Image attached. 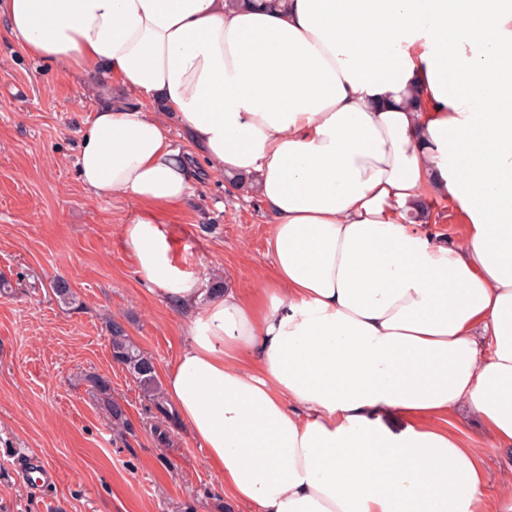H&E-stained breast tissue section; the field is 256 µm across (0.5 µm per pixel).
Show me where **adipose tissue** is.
<instances>
[{
	"label": "adipose tissue",
	"instance_id": "adipose-tissue-1",
	"mask_svg": "<svg viewBox=\"0 0 512 512\" xmlns=\"http://www.w3.org/2000/svg\"><path fill=\"white\" fill-rule=\"evenodd\" d=\"M34 58L103 74L78 173L137 204L139 279L188 312L168 405L250 512H512L450 418L512 447V0H0ZM168 113L169 122L154 116ZM212 166L254 179L271 277L183 268L164 224ZM464 226L435 241L424 201Z\"/></svg>",
	"mask_w": 512,
	"mask_h": 512
}]
</instances>
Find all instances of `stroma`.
Instances as JSON below:
<instances>
[{"instance_id":"stroma-1","label":"stroma","mask_w":512,"mask_h":512,"mask_svg":"<svg viewBox=\"0 0 512 512\" xmlns=\"http://www.w3.org/2000/svg\"><path fill=\"white\" fill-rule=\"evenodd\" d=\"M111 96L138 102L105 76L29 57L0 26V512H228L204 450L178 421L156 433L153 404L112 359L106 326L115 320L164 372L188 319L135 273L121 234L133 204L99 198L78 179V130ZM189 151L198 180L165 226L174 252L208 284L261 287L269 215L253 194L229 193L226 174ZM57 278L75 292L73 304L53 295ZM93 376L123 405V432L113 431ZM456 422L481 449L496 494L512 481V447L495 446L472 412ZM19 452L59 476L40 497L14 471Z\"/></svg>"}]
</instances>
